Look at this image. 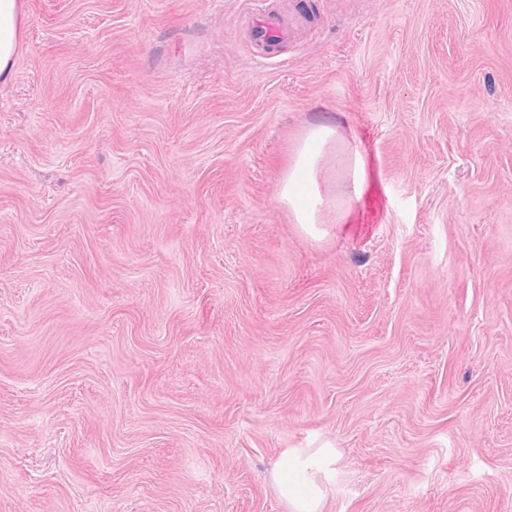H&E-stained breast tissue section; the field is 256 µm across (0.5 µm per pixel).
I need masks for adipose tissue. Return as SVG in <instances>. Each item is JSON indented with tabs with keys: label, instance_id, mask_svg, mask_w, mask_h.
I'll return each instance as SVG.
<instances>
[{
	"label": "adipose tissue",
	"instance_id": "adipose-tissue-1",
	"mask_svg": "<svg viewBox=\"0 0 512 512\" xmlns=\"http://www.w3.org/2000/svg\"><path fill=\"white\" fill-rule=\"evenodd\" d=\"M22 14L20 0H0V83L9 82L13 75ZM328 159L341 170L346 188L340 195L326 198L316 187L315 172ZM364 185L361 155H347L335 127L321 123L309 129L298 143L280 180L279 196L288 204L301 230L318 240L323 235L322 212L329 209L335 211L337 219H345L362 195ZM339 459V451L328 440L314 448H291L279 456L270 471V480L289 512H324L328 484Z\"/></svg>",
	"mask_w": 512,
	"mask_h": 512
}]
</instances>
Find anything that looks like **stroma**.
<instances>
[{"mask_svg": "<svg viewBox=\"0 0 512 512\" xmlns=\"http://www.w3.org/2000/svg\"><path fill=\"white\" fill-rule=\"evenodd\" d=\"M0 84V512H512V0H21ZM344 222L279 199L306 130ZM260 2L262 6L259 10L262 11L263 16L261 18L254 19L251 22L247 21V28L248 31H250L253 41L252 43L259 51V54L256 56L268 58L270 54L267 53H269L274 46H270L266 43L270 41H283V37L288 34V28L278 15L273 14L270 10H268V8L265 6L266 3L263 0ZM326 159L334 160L343 174L346 190L324 198L317 190L315 172ZM364 161L358 152L348 157L337 137L336 128L320 123L309 129L298 143L291 163L280 180L279 196L292 210L296 224L309 237L320 240L324 230L322 210H336L337 222L348 215L354 201L363 193ZM335 447L325 440L316 448H289L274 462L270 480L290 512H324L328 484L340 459Z\"/></svg>", "mask_w": 512, "mask_h": 512, "instance_id": "stroma-1", "label": "stroma"}]
</instances>
